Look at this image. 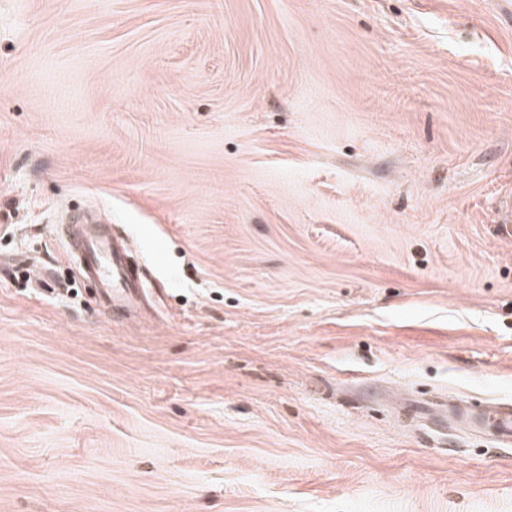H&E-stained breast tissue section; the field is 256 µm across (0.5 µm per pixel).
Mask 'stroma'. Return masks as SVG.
<instances>
[{"label":"stroma","mask_w":512,"mask_h":512,"mask_svg":"<svg viewBox=\"0 0 512 512\" xmlns=\"http://www.w3.org/2000/svg\"><path fill=\"white\" fill-rule=\"evenodd\" d=\"M510 193L512 0H0V512H512ZM107 222L104 218L88 219L78 212L59 227L66 238L71 237L75 227L85 230L83 261L87 275L101 285L104 302L114 311L136 303L144 284L130 269L126 247L122 240L112 236ZM448 418L478 430H491L499 442L512 446V403L502 402L487 411L448 407Z\"/></svg>","instance_id":"obj_1"}]
</instances>
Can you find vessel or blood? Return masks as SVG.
<instances>
[{
  "label": "vessel or blood",
  "mask_w": 512,
  "mask_h": 512,
  "mask_svg": "<svg viewBox=\"0 0 512 512\" xmlns=\"http://www.w3.org/2000/svg\"><path fill=\"white\" fill-rule=\"evenodd\" d=\"M85 231L83 261L88 277L102 287V296L108 308L125 309L136 303L144 288L142 279L136 278L127 261L128 253L122 240L113 236L105 219H90L83 213L72 214L60 231L71 236L74 228ZM450 419L478 430L491 431L499 442L512 446V403L502 402L489 410L452 407Z\"/></svg>",
  "instance_id": "obj_1"
}]
</instances>
